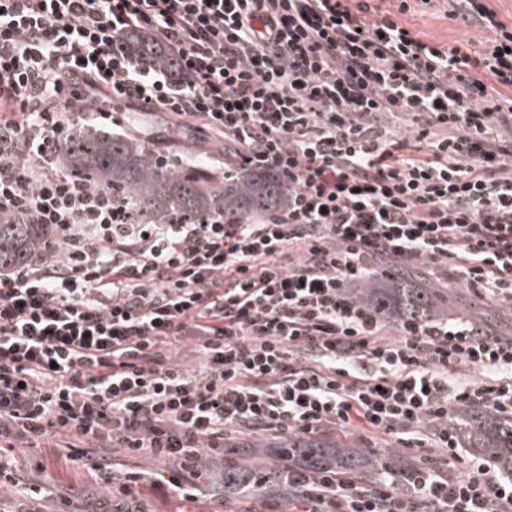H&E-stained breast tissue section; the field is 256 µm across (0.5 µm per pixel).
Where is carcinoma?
Wrapping results in <instances>:
<instances>
[{"label":"carcinoma","mask_w":512,"mask_h":512,"mask_svg":"<svg viewBox=\"0 0 512 512\" xmlns=\"http://www.w3.org/2000/svg\"><path fill=\"white\" fill-rule=\"evenodd\" d=\"M131 54L166 71L176 70V57L151 35L127 42ZM60 166L73 178L112 190L113 201L126 207L132 224H233L279 211L288 205V182L277 173H261L241 165L231 176L209 161L182 149L177 141L155 142L132 134H116L91 121L67 126ZM52 237L46 224L19 215L0 218V269L28 264ZM354 296L390 322L424 323L440 307L433 288H415L397 280L383 288L369 277ZM460 437L474 454L512 475V418L469 410L461 414ZM279 455L303 456L309 462L358 474L393 468L398 458L388 451L359 453L329 438L290 436Z\"/></svg>","instance_id":"obj_1"}]
</instances>
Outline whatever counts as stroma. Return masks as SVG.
<instances>
[{"label": "stroma", "instance_id": "35a3bbf8", "mask_svg": "<svg viewBox=\"0 0 512 512\" xmlns=\"http://www.w3.org/2000/svg\"><path fill=\"white\" fill-rule=\"evenodd\" d=\"M405 24L420 32L432 44H455L470 41L484 42L488 31L465 27L445 17L442 0H417L413 11L405 16ZM111 129L116 133H133L154 140H177L198 152H206L214 146L215 138L207 131L190 124H177L175 117L165 112L139 116L136 123H129L125 110L117 109L112 114ZM420 284L437 289L445 298L441 317L452 321L478 320L488 330L512 336V310L495 302L477 297L463 288L456 277L448 280L436 279L429 266H418ZM0 456L16 461L29 478L30 483L43 489L51 500L68 499L82 503L87 492H96L106 497L105 486L95 482L82 466L71 462L62 448H5ZM116 469H131L142 474L146 486L144 493L150 512H287L288 505L283 494L275 491L255 492L245 497L220 501L208 496H198L190 501L175 493L166 483L169 471L167 464L150 455L129 458L114 454Z\"/></svg>", "mask_w": 512, "mask_h": 512}]
</instances>
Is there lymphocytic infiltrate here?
I'll return each instance as SVG.
<instances>
[{
	"label": "lymphocytic infiltrate",
	"mask_w": 512,
	"mask_h": 512,
	"mask_svg": "<svg viewBox=\"0 0 512 512\" xmlns=\"http://www.w3.org/2000/svg\"><path fill=\"white\" fill-rule=\"evenodd\" d=\"M447 6L492 39L428 43L404 25L410 0H0V215L55 230L44 255L0 269V447L65 436L110 492L79 512H144L114 449L178 462L182 496L265 486L289 512H512V479L461 457L450 425L467 409L512 417V337L387 325L351 293L426 263L512 309V28L486 0ZM137 31L178 77L121 48ZM104 98L200 124L225 170L281 174L287 208L128 223L109 190L57 166L69 121L111 125ZM463 367L484 379L458 382ZM336 428L430 440L462 468L221 470L228 434ZM2 487L16 512L49 506L9 460Z\"/></svg>",
	"instance_id": "f902f5d3"
}]
</instances>
